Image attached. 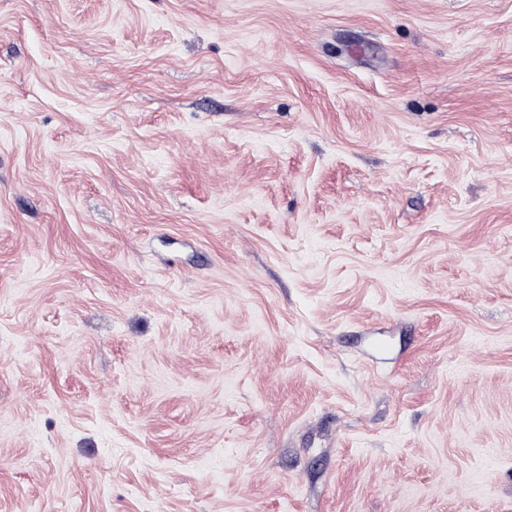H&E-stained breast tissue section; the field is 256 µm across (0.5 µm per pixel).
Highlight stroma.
<instances>
[{
	"instance_id": "stroma-1",
	"label": "stroma",
	"mask_w": 512,
	"mask_h": 512,
	"mask_svg": "<svg viewBox=\"0 0 512 512\" xmlns=\"http://www.w3.org/2000/svg\"><path fill=\"white\" fill-rule=\"evenodd\" d=\"M0 512H512V0H0Z\"/></svg>"
}]
</instances>
